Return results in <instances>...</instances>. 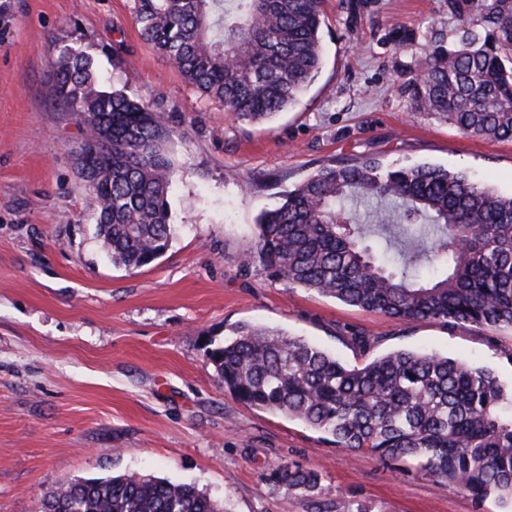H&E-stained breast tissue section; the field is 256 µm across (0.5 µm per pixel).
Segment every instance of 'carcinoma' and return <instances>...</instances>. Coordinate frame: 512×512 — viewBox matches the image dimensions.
Masks as SVG:
<instances>
[{
	"label": "carcinoma",
	"mask_w": 512,
	"mask_h": 512,
	"mask_svg": "<svg viewBox=\"0 0 512 512\" xmlns=\"http://www.w3.org/2000/svg\"><path fill=\"white\" fill-rule=\"evenodd\" d=\"M469 21L458 44L436 38L409 72V109L469 137L512 140V0H447ZM141 37L235 120L259 123L292 104L322 64L325 0H136ZM53 95L91 128L85 189L112 264L138 268L174 234L175 159L163 117L109 92L91 60L50 62ZM262 262L284 282L411 322L512 328V195L463 172L373 158L320 168L256 219ZM244 405L300 420L339 448L411 461L440 486L512 501V390L448 356L395 350L350 367L278 329L242 324L207 350ZM279 478L313 493L320 475ZM48 500L67 512H229L196 486L152 475L78 480Z\"/></svg>",
	"instance_id": "1"
}]
</instances>
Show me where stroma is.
Segmentation results:
<instances>
[{
  "mask_svg": "<svg viewBox=\"0 0 512 512\" xmlns=\"http://www.w3.org/2000/svg\"><path fill=\"white\" fill-rule=\"evenodd\" d=\"M0 5V512H40L67 482L124 473L194 484L231 512H335L350 499L371 512H512L239 403L206 357L209 341L250 323L351 366L425 349L512 386V328L352 307L275 280L255 250L256 219L278 192L338 160L441 166L512 195V141L408 109V72L430 36L456 42L468 28L445 0H327L319 73L260 125L186 83L141 38L135 0ZM67 46L173 133L176 232L138 269L113 265L96 236L75 164L85 127L52 91L50 62ZM355 333L374 344L354 347ZM287 465L321 474L319 495L283 484Z\"/></svg>",
  "mask_w": 512,
  "mask_h": 512,
  "instance_id": "1",
  "label": "stroma"
}]
</instances>
